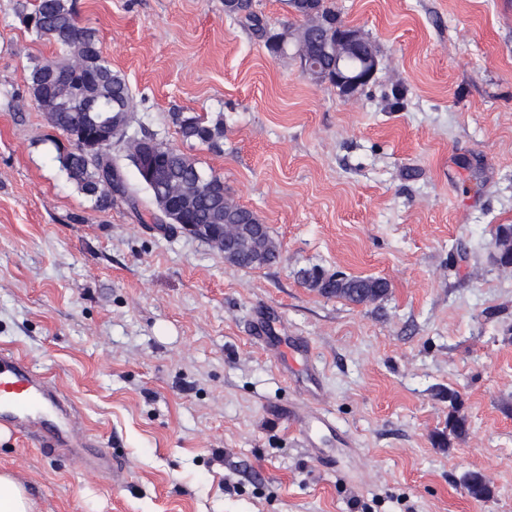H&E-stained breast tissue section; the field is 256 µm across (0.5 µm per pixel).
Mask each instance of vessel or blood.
Listing matches in <instances>:
<instances>
[{
	"label": "vessel or blood",
	"mask_w": 512,
	"mask_h": 512,
	"mask_svg": "<svg viewBox=\"0 0 512 512\" xmlns=\"http://www.w3.org/2000/svg\"><path fill=\"white\" fill-rule=\"evenodd\" d=\"M0 430L24 436L45 451L66 452L81 466L99 465L121 478L119 460L78 423L75 408L59 387L26 357L0 350ZM335 433L329 416L320 410L301 420L299 431Z\"/></svg>",
	"instance_id": "vessel-or-blood-1"
}]
</instances>
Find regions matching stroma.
<instances>
[{"instance_id":"1","label":"stroma","mask_w":512,"mask_h":512,"mask_svg":"<svg viewBox=\"0 0 512 512\" xmlns=\"http://www.w3.org/2000/svg\"><path fill=\"white\" fill-rule=\"evenodd\" d=\"M0 0V349L30 359L120 460L123 482L0 433L32 512H512V0H334L379 51L355 95L270 54L224 0H77L148 131L220 177L281 260L95 210L29 90L59 50ZM224 119V151L175 112ZM385 279L374 304L299 281ZM307 345L319 401L267 339ZM467 431L448 434V394ZM321 409L335 436L293 420ZM327 448L319 459L312 447ZM487 479L477 500L467 473Z\"/></svg>"}]
</instances>
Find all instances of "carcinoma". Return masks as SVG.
Here are the masks:
<instances>
[{
    "instance_id": "1",
    "label": "carcinoma",
    "mask_w": 512,
    "mask_h": 512,
    "mask_svg": "<svg viewBox=\"0 0 512 512\" xmlns=\"http://www.w3.org/2000/svg\"><path fill=\"white\" fill-rule=\"evenodd\" d=\"M298 16L307 19L304 29L309 36V58L319 66L310 76L320 81L324 72L335 68L336 32L345 25L335 7L326 0H315L319 23L310 25L309 13L300 0H288ZM229 15L245 21L273 54L285 52L277 43L278 32L269 27L262 14L254 9L253 0H236ZM21 22L25 28L46 36L60 49L54 60L36 64L29 73L30 88L39 103L52 110L51 123L63 134L79 132L98 119H112L117 127H129L133 121L134 103L125 77L113 70L104 55L95 28L81 26L77 21L75 0H34L32 9L22 6ZM178 133L186 141H195L214 152H222L224 122L201 115L176 112L172 117ZM141 138L155 142L152 161L154 172L147 177L138 174L140 185L148 192L156 212L159 199L170 196L169 221L173 224H196L213 234L224 232L226 224H259L257 214L224 198V182L206 174L196 159L142 133ZM135 148L115 145L100 154L89 155L75 143L66 155H57L61 171L77 189L93 200L95 207L105 210L121 198L134 211H139L137 191L128 183L125 162L136 165ZM495 240L504 247L499 251L502 265L512 264V224H500ZM281 259L280 244L264 231L258 241L239 245L234 265L255 268L273 265ZM301 282L325 297H336L353 304L374 303L383 299L389 284L382 278L348 277L330 273L320 266L298 272ZM448 432L461 435L467 430V419L461 414V402L454 391H448ZM466 489L475 499H484L489 488L483 475L471 472Z\"/></svg>"
}]
</instances>
